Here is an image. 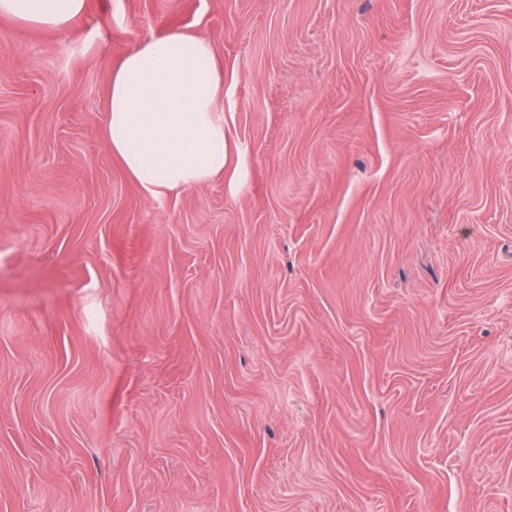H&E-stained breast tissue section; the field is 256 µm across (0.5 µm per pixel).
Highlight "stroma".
I'll return each instance as SVG.
<instances>
[{"mask_svg": "<svg viewBox=\"0 0 512 512\" xmlns=\"http://www.w3.org/2000/svg\"><path fill=\"white\" fill-rule=\"evenodd\" d=\"M172 27L228 163L154 200L101 128ZM0 512H512V0L0 20Z\"/></svg>", "mask_w": 512, "mask_h": 512, "instance_id": "stroma-1", "label": "stroma"}]
</instances>
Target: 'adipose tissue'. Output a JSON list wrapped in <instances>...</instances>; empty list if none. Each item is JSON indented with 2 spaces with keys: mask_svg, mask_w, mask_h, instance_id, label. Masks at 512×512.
<instances>
[{
  "mask_svg": "<svg viewBox=\"0 0 512 512\" xmlns=\"http://www.w3.org/2000/svg\"><path fill=\"white\" fill-rule=\"evenodd\" d=\"M87 0H0V17L69 30ZM103 137L145 197L162 200L227 165L224 73L211 42L183 29L135 41L110 67Z\"/></svg>",
  "mask_w": 512,
  "mask_h": 512,
  "instance_id": "obj_1",
  "label": "adipose tissue"
}]
</instances>
